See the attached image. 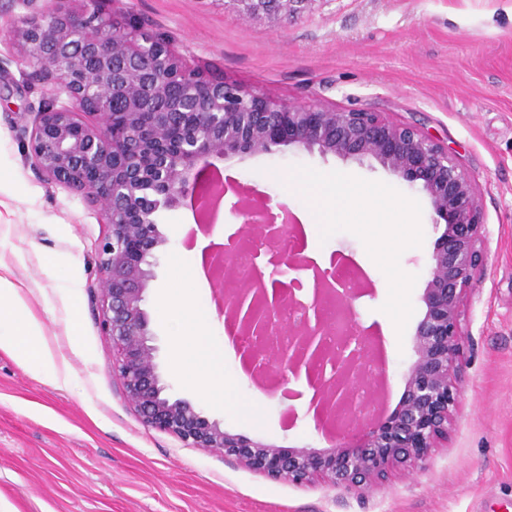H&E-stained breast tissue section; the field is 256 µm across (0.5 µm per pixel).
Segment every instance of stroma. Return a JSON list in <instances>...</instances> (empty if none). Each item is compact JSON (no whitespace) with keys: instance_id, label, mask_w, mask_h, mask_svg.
I'll return each instance as SVG.
<instances>
[{"instance_id":"stroma-1","label":"stroma","mask_w":512,"mask_h":512,"mask_svg":"<svg viewBox=\"0 0 512 512\" xmlns=\"http://www.w3.org/2000/svg\"><path fill=\"white\" fill-rule=\"evenodd\" d=\"M37 8L36 0H0V264L66 363L67 382L50 385L36 366L0 350V512H512V0H312L277 20L249 17L237 0L112 5L227 82L292 106L366 108L416 126L455 151L471 177L489 229L488 256L464 307L463 393L448 445L433 449L426 470L394 471L361 498L320 483L276 481L220 451L187 447L143 424L125 398L112 340L93 312L98 245L109 227L81 194L44 180L17 133L41 91L23 79L11 31ZM213 164L271 203L287 204L303 253L321 268L341 256L372 280L373 294L356 308L362 325L385 338L387 406L395 408L422 317L425 262L439 236L427 198L380 166L291 147ZM319 175L377 187L411 215L415 243L390 255L405 287H390L369 229L319 223L311 195L296 184ZM233 201L225 197L209 237L190 238L189 206L158 215L165 243L145 310L161 379L171 397L188 399L230 433L285 448L322 445L305 380L292 384L295 402L269 397L230 354L223 363L230 392L218 404L205 401L180 366L174 317L161 300L173 290L209 311L207 334L223 343L224 318L198 267L211 243L237 233Z\"/></svg>"}]
</instances>
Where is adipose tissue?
Wrapping results in <instances>:
<instances>
[{"label": "adipose tissue", "instance_id": "adipose-tissue-1", "mask_svg": "<svg viewBox=\"0 0 512 512\" xmlns=\"http://www.w3.org/2000/svg\"><path fill=\"white\" fill-rule=\"evenodd\" d=\"M308 186L319 189L321 204L334 221L350 218L352 223L387 227L396 235L397 220L378 191H365L345 178H311ZM205 317L198 311L182 312L178 349L190 378L199 383L204 396L215 403L226 402L229 386L220 374L225 353L215 348L204 334ZM0 350L23 364L37 365L46 381L60 385L66 375L44 341L42 324L29 310L19 288L0 274Z\"/></svg>", "mask_w": 512, "mask_h": 512}]
</instances>
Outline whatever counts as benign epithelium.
<instances>
[{
	"mask_svg": "<svg viewBox=\"0 0 512 512\" xmlns=\"http://www.w3.org/2000/svg\"><path fill=\"white\" fill-rule=\"evenodd\" d=\"M104 0H45L40 15L14 30L21 43L20 64L29 79L45 87L44 97L18 126L29 140L33 165L48 179L79 191L99 208L109 234L99 245L102 288L96 307L102 330L116 351L112 368L125 396L142 422L175 435L191 448L219 450L254 472L294 485L322 482L363 497L394 469L424 470L432 449L448 447V434L460 407L462 306L487 258L489 231L480 219L474 184L455 153L414 126L391 122L378 112L336 109L312 102L278 103L262 90H248L215 74L190 68L167 41L102 8ZM249 16L275 17L310 0H237ZM207 101L206 125L215 134L185 140L182 152L165 157L146 177L126 167L131 152L163 142L166 112H151L149 126L138 118L150 103L166 97L173 79ZM118 101L122 112H109L100 101ZM318 150L359 163H376L425 194L443 231L426 264L421 296L423 316L413 336V359L404 375V393L394 410L376 414L387 378V366L371 374V336L358 321L355 301L372 294L357 288L341 294L358 333L356 350L332 351L326 344L333 322L327 315L328 289L315 284L306 303L308 317L295 327L283 321L281 309L292 295L257 298L263 276L245 270L256 254L235 247L212 259L213 286L222 299L224 317H234L241 335L250 339L237 352L272 374L279 386L268 391L291 398L288 385L306 375L314 390L311 406L324 447L284 448L231 434L209 421L187 401L164 394L143 304L155 251L165 243L154 224L156 199L175 209L195 198L204 180L200 162L237 154L270 153L276 147ZM237 195L231 213H247L251 223L239 232L248 242H270L267 225L291 216L288 206ZM271 284L305 270L300 252L279 253L268 260ZM336 363V375L321 371ZM369 391L363 407L358 394Z\"/></svg>",
	"mask_w": 512,
	"mask_h": 512,
	"instance_id": "obj_1",
	"label": "benign epithelium"
}]
</instances>
